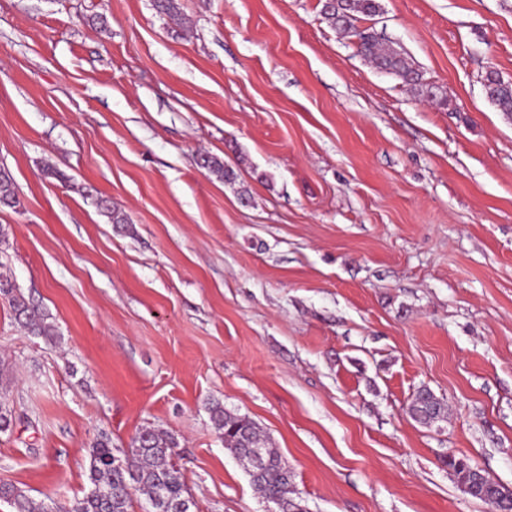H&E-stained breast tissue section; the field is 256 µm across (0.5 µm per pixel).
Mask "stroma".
<instances>
[{"label":"stroma","instance_id":"1","mask_svg":"<svg viewBox=\"0 0 512 512\" xmlns=\"http://www.w3.org/2000/svg\"><path fill=\"white\" fill-rule=\"evenodd\" d=\"M175 2L0 0V272L54 327L0 295V480L67 506L100 436L155 429L195 512H266L218 404L307 512H486L446 461L512 489V116L481 83L512 80V0L366 20L444 106L324 0ZM422 387L446 420L410 417ZM380 8L378 0H326L323 14L329 23L358 39L362 53L377 69L401 78L418 97L446 105L447 94L427 82L401 50L384 43L369 29L361 30L355 25L362 16H376ZM0 294L10 296L15 319L25 329L33 335L52 340L46 315L38 307L27 301L21 293L18 294L10 277L2 273H0ZM210 418L216 432L224 437L225 449L247 465L251 466V461L246 447L251 445L262 448L261 470L259 449H250V455L257 468L253 472L254 476H258L261 471L258 479L251 478L250 482L261 498L276 506L277 510L270 508L268 512H306L300 498L293 496L295 490L291 471L277 449L270 448L267 440L261 438V431L254 421L245 415L228 411L218 404L212 406Z\"/></svg>","mask_w":512,"mask_h":512}]
</instances>
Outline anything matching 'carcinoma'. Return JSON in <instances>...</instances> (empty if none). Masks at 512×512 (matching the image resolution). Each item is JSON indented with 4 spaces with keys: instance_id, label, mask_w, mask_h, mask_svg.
Instances as JSON below:
<instances>
[{
    "instance_id": "carcinoma-1",
    "label": "carcinoma",
    "mask_w": 512,
    "mask_h": 512,
    "mask_svg": "<svg viewBox=\"0 0 512 512\" xmlns=\"http://www.w3.org/2000/svg\"><path fill=\"white\" fill-rule=\"evenodd\" d=\"M380 11L379 0H325L323 14L336 28L353 34L362 53L383 72L401 78L420 98L447 104V94L427 82L405 54L383 42L377 34L359 29L356 22ZM484 93L500 111L512 114V81L501 78L489 69L483 77ZM199 165L226 181L235 179V172L219 158L202 155ZM19 203L10 175L0 170V204ZM0 294L10 297L15 319L31 334L52 339L46 315L16 292L10 277L0 273ZM446 405L427 388L420 389L409 407L411 417L424 423L445 417ZM211 421L216 432L224 437V448L237 459L251 464L247 446L262 449L263 465L258 479L251 480L257 494L276 506L279 512H305L301 500L294 497L293 475L277 449L261 438L257 424L245 415L228 411L216 404L211 408ZM174 437L155 430H145L133 438L131 456L122 465H112V445L108 437L96 440L90 451L92 488L74 500L64 512H131L132 495L144 497L145 512H177V506L188 497L183 476L171 462ZM500 493L499 484L486 478L472 497L486 504ZM0 498L9 500L15 512H54L43 502L31 499L12 484L0 481Z\"/></svg>"
}]
</instances>
